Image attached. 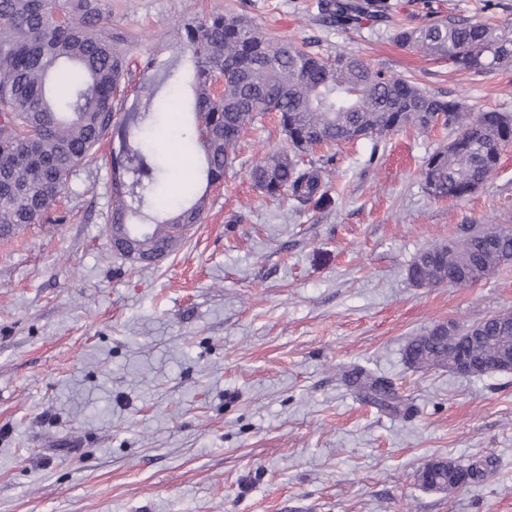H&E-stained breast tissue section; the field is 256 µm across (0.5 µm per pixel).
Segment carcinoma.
Instances as JSON below:
<instances>
[{"instance_id":"1","label":"carcinoma","mask_w":512,"mask_h":512,"mask_svg":"<svg viewBox=\"0 0 512 512\" xmlns=\"http://www.w3.org/2000/svg\"><path fill=\"white\" fill-rule=\"evenodd\" d=\"M320 21L342 30L391 21L390 0H319ZM175 40L190 55L191 129L206 187L219 183L238 157L242 134L269 112L279 117L286 146L249 171L265 197L310 204L324 196V167L302 156L317 148L370 139L405 128L442 125L456 135L433 152L421 175L435 198L463 199L496 170L512 144V117L471 112L457 98L429 92L409 78L375 67L357 54L325 55L306 42L273 37L242 14L224 11L184 21ZM393 41L448 69L473 75L512 67V37L483 21L434 17L395 26ZM178 58L149 57L134 81L128 37L104 23L101 0H0V238L42 223L68 181L109 135L112 149L113 235L131 243L127 256L149 265L173 252L202 222L207 193L192 188L156 211L151 200L160 165L149 139L174 91ZM135 105L126 106L128 88ZM512 264V230L468 227L460 239L430 245L408 269L418 287L476 284ZM512 311L478 321L484 336H502ZM465 352L482 363L489 349L464 336L448 343V324L413 337L407 362L445 368ZM480 473L436 459L420 470L421 485L469 484Z\"/></svg>"}]
</instances>
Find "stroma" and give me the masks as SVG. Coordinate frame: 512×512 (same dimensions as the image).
<instances>
[{"instance_id": "stroma-1", "label": "stroma", "mask_w": 512, "mask_h": 512, "mask_svg": "<svg viewBox=\"0 0 512 512\" xmlns=\"http://www.w3.org/2000/svg\"><path fill=\"white\" fill-rule=\"evenodd\" d=\"M397 23L486 20L512 0H394ZM137 60L168 58L175 23L232 10L313 50L353 52L475 112L512 115V68L482 75L398 47L391 29L321 25L317 0H102ZM187 115L158 148L162 191L195 171ZM451 134L406 129L342 145L320 204L273 202L248 177L283 145L274 117L246 131L208 191L203 223L149 266L112 248V142L71 178L44 224L0 239V512H512V371L417 369L408 340L512 310V266L464 287H418L417 254L472 224L512 229V146L468 197L421 177ZM393 385L398 412L345 382ZM479 463L453 494L425 463Z\"/></svg>"}]
</instances>
